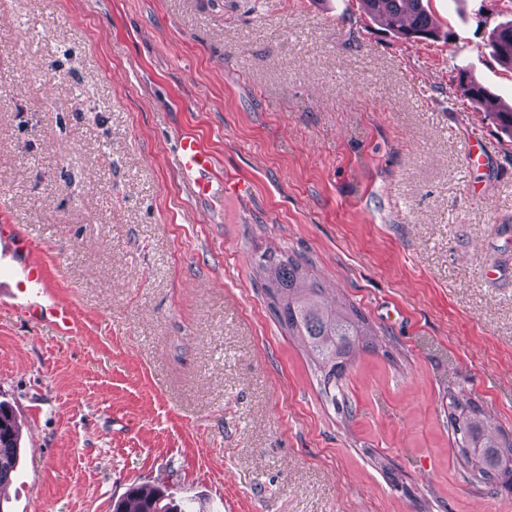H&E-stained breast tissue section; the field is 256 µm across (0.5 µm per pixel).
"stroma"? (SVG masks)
I'll return each instance as SVG.
<instances>
[{
    "label": "stroma",
    "mask_w": 512,
    "mask_h": 512,
    "mask_svg": "<svg viewBox=\"0 0 512 512\" xmlns=\"http://www.w3.org/2000/svg\"><path fill=\"white\" fill-rule=\"evenodd\" d=\"M0 0V512H512L453 443L458 391L512 433V0ZM476 78L489 102L459 85ZM224 192L196 196L182 135ZM485 158L467 164L461 144ZM309 262L378 346L325 401L256 255ZM40 264L46 279L28 280ZM70 306L67 336L31 304ZM365 11L405 39L430 38L436 33L423 0H361ZM490 45L493 55L512 67V21L495 30ZM178 168L186 175L194 170L210 173L212 157L200 142L192 137H185L179 143V154L176 157ZM18 457V434L12 414L0 405V485L9 479ZM170 495L160 488L147 489L141 486L130 487L123 497L115 501L113 512H192L182 502L181 504H162Z\"/></svg>",
    "instance_id": "35a3bbf8"
}]
</instances>
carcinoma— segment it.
<instances>
[{"instance_id":"cac0c4a2","label":"carcinoma","mask_w":512,"mask_h":512,"mask_svg":"<svg viewBox=\"0 0 512 512\" xmlns=\"http://www.w3.org/2000/svg\"><path fill=\"white\" fill-rule=\"evenodd\" d=\"M365 11L406 39L430 38L435 30L423 0H362ZM493 55L512 66V22L495 30ZM262 290L275 320L291 336L302 339L320 375L322 394L336 404L338 380L356 348H375L377 334L353 307L326 302L327 289L310 274L308 263L288 253L267 250L256 261ZM449 414L454 443L465 467L485 483L512 491V439L493 433L492 421L461 391L450 394ZM19 457L12 414L0 407V485L9 479ZM160 488L130 487L114 502L112 512H191L167 502Z\"/></svg>"}]
</instances>
